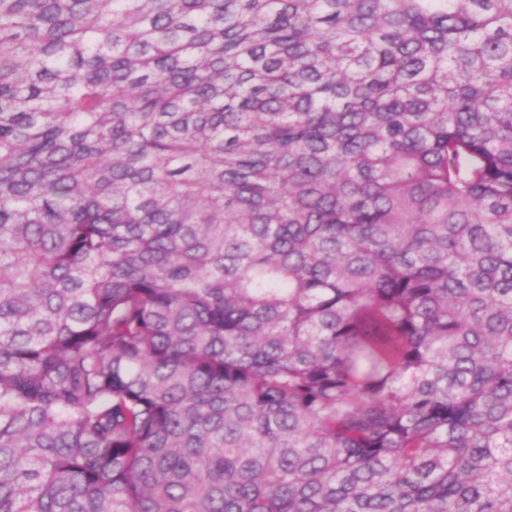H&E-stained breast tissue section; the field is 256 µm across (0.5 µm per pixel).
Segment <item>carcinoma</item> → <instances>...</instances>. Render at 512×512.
<instances>
[{
    "instance_id": "cac0c4a2",
    "label": "carcinoma",
    "mask_w": 512,
    "mask_h": 512,
    "mask_svg": "<svg viewBox=\"0 0 512 512\" xmlns=\"http://www.w3.org/2000/svg\"><path fill=\"white\" fill-rule=\"evenodd\" d=\"M0 512H512V0H0Z\"/></svg>"
}]
</instances>
